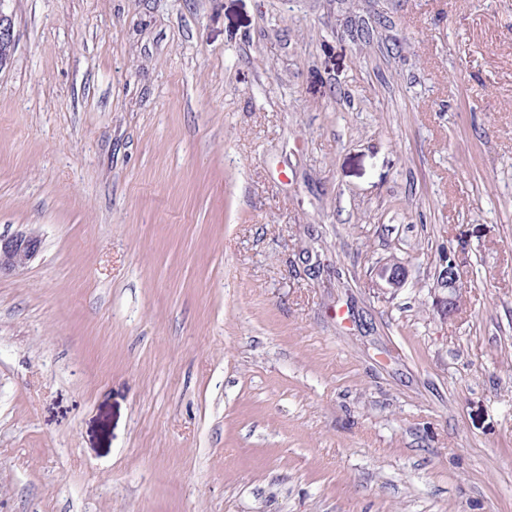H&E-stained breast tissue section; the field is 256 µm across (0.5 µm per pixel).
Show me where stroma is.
<instances>
[{
  "mask_svg": "<svg viewBox=\"0 0 512 512\" xmlns=\"http://www.w3.org/2000/svg\"><path fill=\"white\" fill-rule=\"evenodd\" d=\"M0 9V512H512V0ZM42 249V239L34 233L0 234V277L25 268ZM460 288L455 263L448 257L437 271L433 285L436 305L444 316L451 317L456 313ZM376 275L382 282V288L398 290L407 283L406 266L398 258L389 259L381 264L377 269Z\"/></svg>",
  "mask_w": 512,
  "mask_h": 512,
  "instance_id": "35a3bbf8",
  "label": "stroma"
}]
</instances>
